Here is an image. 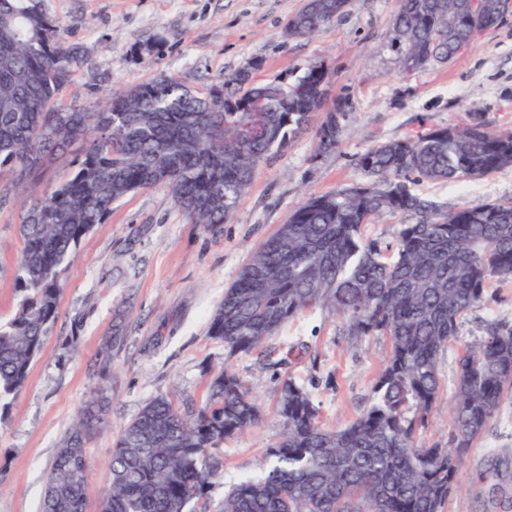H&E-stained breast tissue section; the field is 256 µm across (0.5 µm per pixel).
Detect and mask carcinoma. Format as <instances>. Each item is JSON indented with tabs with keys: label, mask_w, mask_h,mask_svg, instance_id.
<instances>
[{
	"label": "carcinoma",
	"mask_w": 512,
	"mask_h": 512,
	"mask_svg": "<svg viewBox=\"0 0 512 512\" xmlns=\"http://www.w3.org/2000/svg\"><path fill=\"white\" fill-rule=\"evenodd\" d=\"M348 0H306L288 21L293 36L324 31ZM484 17L466 0H398L390 47L401 63L424 69L459 54L473 29L504 20L499 0H483ZM62 26L40 0H0V173L36 185L38 171L77 141L83 156L69 179L32 194L19 232L18 314L0 322V401L19 391L57 314L60 267L112 204L157 184L168 186L185 219L214 231L233 217L256 168L287 144L323 104V65L293 83L308 93L282 100L290 82L255 84L251 72L224 78L208 94L178 79L104 94L92 108L56 102L75 67L88 64L64 45ZM245 97L262 104L263 134L250 139ZM336 113L321 124L319 148L341 137ZM371 181L309 197L242 266L213 310L210 335L228 356L250 353L289 319L320 306L348 317L349 335L390 343L369 407L341 430L324 427L309 394L291 379L281 388L286 432L268 449L258 477L241 480L219 512H443L457 490L462 454L480 437L512 389V324L491 326L457 360L448 447L424 446L441 395L439 362L459 321L497 276L512 278V200L446 209L416 194L410 178L462 184L512 166V130L480 119L429 129L369 148L360 158ZM401 214L390 252L363 237L375 217ZM260 404L228 365L215 373L204 403L181 408L156 397L122 428L106 466L97 512H209L208 489L224 476V439L254 427ZM102 420L91 401L57 448L39 512H86L94 462L86 442Z\"/></svg>",
	"instance_id": "1"
}]
</instances>
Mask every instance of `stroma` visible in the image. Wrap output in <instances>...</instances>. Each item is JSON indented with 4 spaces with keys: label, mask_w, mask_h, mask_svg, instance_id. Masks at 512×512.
<instances>
[{
    "label": "stroma",
    "mask_w": 512,
    "mask_h": 512,
    "mask_svg": "<svg viewBox=\"0 0 512 512\" xmlns=\"http://www.w3.org/2000/svg\"><path fill=\"white\" fill-rule=\"evenodd\" d=\"M61 22L65 45L89 63L60 98L89 108L105 91L167 74L202 93L251 69L257 82L295 78L312 64L328 73L315 125L260 162L230 223L220 233L187 223L165 184L130 194L79 243L59 273L57 317L25 386L0 410V512H38L46 477L76 415L104 400L107 423L87 443L97 462L87 512H97L105 473L122 427L151 399L201 404L210 376L224 364L262 408L259 422L225 439L224 476L208 492L212 512L241 479L257 475L267 449L285 433L278 413L285 378L304 387L322 422L345 427L366 409L388 351L384 337L351 338L348 321L315 307L290 319L252 353L227 357L209 333L210 316L241 267L309 196L368 182L359 163L370 147L431 127L482 117L512 129V11L480 32L455 59L403 72L389 46L397 0H348L323 34L289 37L285 25L305 0H41ZM336 112L338 146L320 151L317 122ZM0 319L15 316L21 249L19 223L30 199L0 178ZM445 206L512 200V167L457 187H413ZM512 323V279L491 278L484 300L459 322L440 362L442 402L420 430L426 445L447 447L448 405L457 359L488 327ZM444 512H512V393L465 452L458 491Z\"/></svg>",
    "instance_id": "stroma-1"
}]
</instances>
